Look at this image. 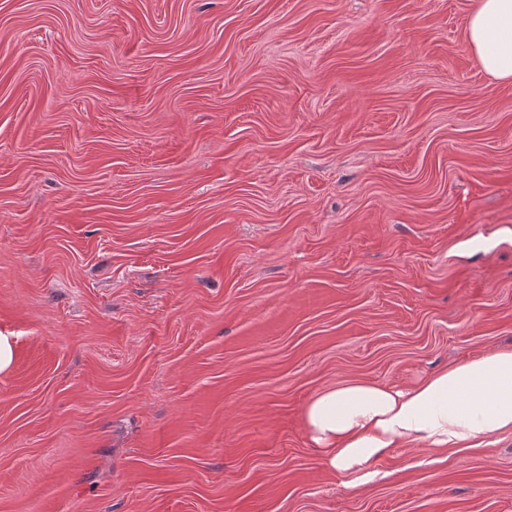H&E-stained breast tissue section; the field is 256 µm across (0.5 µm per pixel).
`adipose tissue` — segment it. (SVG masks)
Segmentation results:
<instances>
[{
  "instance_id": "adipose-tissue-1",
  "label": "adipose tissue",
  "mask_w": 512,
  "mask_h": 512,
  "mask_svg": "<svg viewBox=\"0 0 512 512\" xmlns=\"http://www.w3.org/2000/svg\"><path fill=\"white\" fill-rule=\"evenodd\" d=\"M467 40L482 69L512 81V0H478ZM304 426L326 470L356 487L369 466L396 448L492 444L512 434V350L476 355L405 386L357 381L323 389L304 409Z\"/></svg>"
}]
</instances>
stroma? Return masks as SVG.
I'll use <instances>...</instances> for the list:
<instances>
[{
    "instance_id": "obj_1",
    "label": "stroma",
    "mask_w": 512,
    "mask_h": 512,
    "mask_svg": "<svg viewBox=\"0 0 512 512\" xmlns=\"http://www.w3.org/2000/svg\"><path fill=\"white\" fill-rule=\"evenodd\" d=\"M477 0H0V512H512V436L345 486L344 381L512 350Z\"/></svg>"
}]
</instances>
